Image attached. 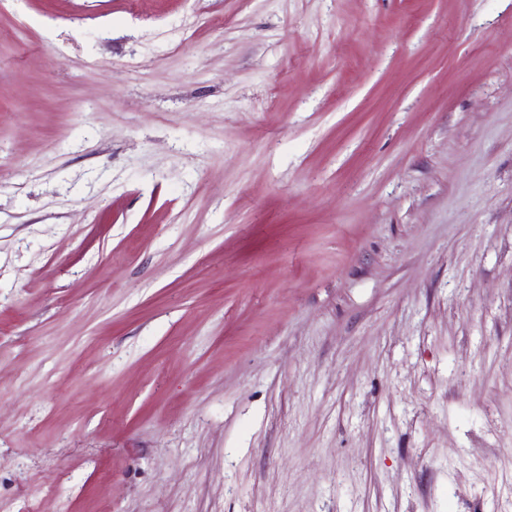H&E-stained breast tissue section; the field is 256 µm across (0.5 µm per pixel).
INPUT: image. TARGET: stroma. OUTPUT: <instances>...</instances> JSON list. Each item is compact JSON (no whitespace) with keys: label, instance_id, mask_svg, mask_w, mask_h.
Listing matches in <instances>:
<instances>
[{"label":"stroma","instance_id":"35a3bbf8","mask_svg":"<svg viewBox=\"0 0 512 512\" xmlns=\"http://www.w3.org/2000/svg\"><path fill=\"white\" fill-rule=\"evenodd\" d=\"M0 512H512V0H0Z\"/></svg>","mask_w":512,"mask_h":512}]
</instances>
